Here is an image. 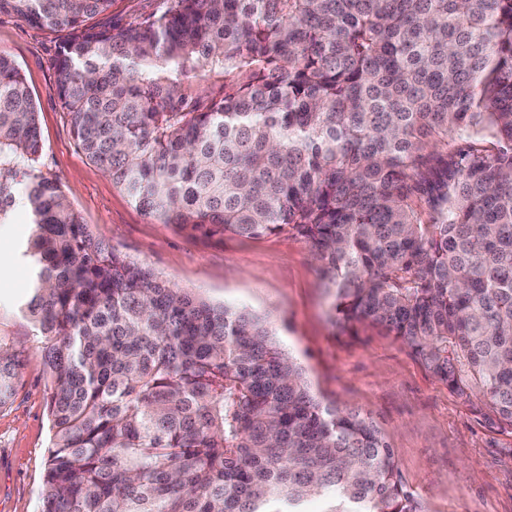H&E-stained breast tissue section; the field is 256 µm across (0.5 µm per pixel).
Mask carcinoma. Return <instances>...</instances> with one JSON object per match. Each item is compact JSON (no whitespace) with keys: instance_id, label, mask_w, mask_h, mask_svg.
I'll return each instance as SVG.
<instances>
[{"instance_id":"obj_1","label":"carcinoma","mask_w":512,"mask_h":512,"mask_svg":"<svg viewBox=\"0 0 512 512\" xmlns=\"http://www.w3.org/2000/svg\"><path fill=\"white\" fill-rule=\"evenodd\" d=\"M0 0L66 30L77 147L189 233L304 236L340 333L377 326L512 433V0ZM0 51V224L48 375L42 512H418L372 417L325 403L268 322L99 240ZM430 208L423 218V206ZM21 363L0 338V407ZM160 0H113L112 14L100 15L93 19L99 26H108L111 21L127 25L137 23L159 7Z\"/></svg>"}]
</instances>
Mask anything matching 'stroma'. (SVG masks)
Returning <instances> with one entry per match:
<instances>
[{
    "label": "stroma",
    "mask_w": 512,
    "mask_h": 512,
    "mask_svg": "<svg viewBox=\"0 0 512 512\" xmlns=\"http://www.w3.org/2000/svg\"><path fill=\"white\" fill-rule=\"evenodd\" d=\"M66 37L0 16V50L25 75L36 104L40 169L59 182L94 235L161 279L269 317L322 401L372 417L419 512H512V433L489 427L381 328L337 333L304 237L292 230L257 238L192 235L159 223L78 150L56 94L55 51ZM29 227L22 207L11 224L0 225V336L17 342L23 361L16 394L0 407V512H41L51 438L47 374L31 326L17 310L31 292L18 255Z\"/></svg>",
    "instance_id": "obj_1"
}]
</instances>
